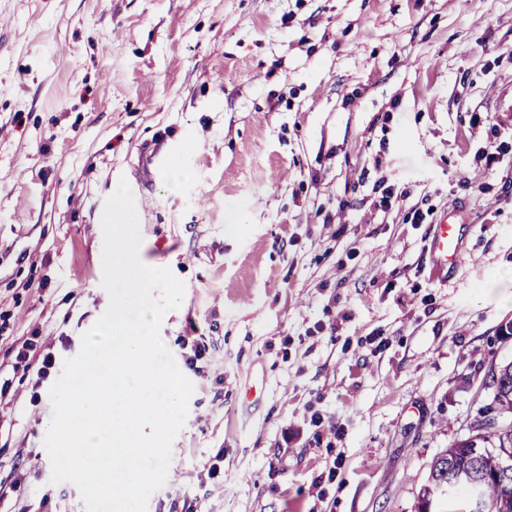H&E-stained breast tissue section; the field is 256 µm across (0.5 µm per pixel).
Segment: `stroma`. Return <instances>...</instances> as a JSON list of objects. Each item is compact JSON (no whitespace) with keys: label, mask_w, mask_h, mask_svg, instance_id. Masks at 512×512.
Listing matches in <instances>:
<instances>
[{"label":"stroma","mask_w":512,"mask_h":512,"mask_svg":"<svg viewBox=\"0 0 512 512\" xmlns=\"http://www.w3.org/2000/svg\"><path fill=\"white\" fill-rule=\"evenodd\" d=\"M0 14V512H86L50 482L49 391L109 304L101 217L122 179L141 261L185 287L163 344L179 364L210 346L147 512L187 494L196 512H417L512 360V0ZM444 219L462 248L440 274ZM34 336L44 379L13 368Z\"/></svg>","instance_id":"obj_1"}]
</instances>
